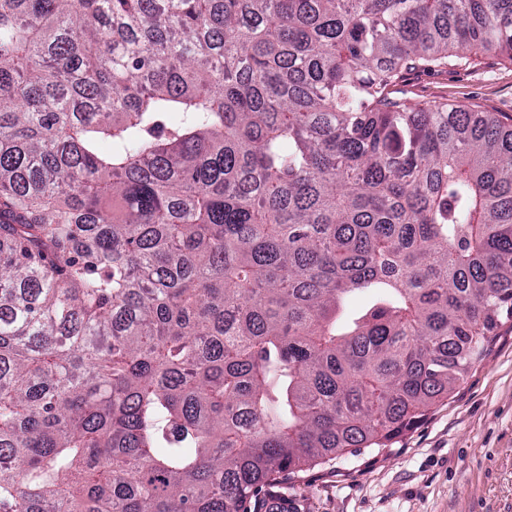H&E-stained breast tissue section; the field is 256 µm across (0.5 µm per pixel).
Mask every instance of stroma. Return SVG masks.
I'll list each match as a JSON object with an SVG mask.
<instances>
[{
  "label": "stroma",
  "mask_w": 512,
  "mask_h": 512,
  "mask_svg": "<svg viewBox=\"0 0 512 512\" xmlns=\"http://www.w3.org/2000/svg\"><path fill=\"white\" fill-rule=\"evenodd\" d=\"M393 95L448 103L512 125V60L478 54L403 73ZM292 512H512V320L456 389L389 448L331 457L259 495Z\"/></svg>",
  "instance_id": "stroma-1"
}]
</instances>
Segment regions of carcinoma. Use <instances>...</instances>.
<instances>
[{
	"label": "carcinoma",
	"instance_id": "obj_1",
	"mask_svg": "<svg viewBox=\"0 0 512 512\" xmlns=\"http://www.w3.org/2000/svg\"><path fill=\"white\" fill-rule=\"evenodd\" d=\"M478 52L512 0H0V512H257L447 395L512 127L390 88Z\"/></svg>",
	"mask_w": 512,
	"mask_h": 512
}]
</instances>
